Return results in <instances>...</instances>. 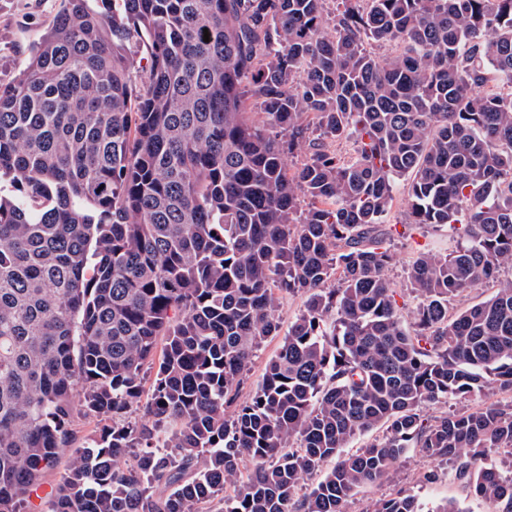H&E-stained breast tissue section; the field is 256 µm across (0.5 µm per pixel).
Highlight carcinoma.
I'll return each mask as SVG.
<instances>
[{
    "instance_id": "carcinoma-1",
    "label": "carcinoma",
    "mask_w": 512,
    "mask_h": 512,
    "mask_svg": "<svg viewBox=\"0 0 512 512\" xmlns=\"http://www.w3.org/2000/svg\"><path fill=\"white\" fill-rule=\"evenodd\" d=\"M328 2L60 0L0 86V512H293L333 458L302 507L344 512L410 448L512 512V477L486 462L512 449V402L421 415L512 392V93L486 90L512 85V0ZM400 181L407 223L459 239L409 268V329L387 278ZM154 362L142 422L128 412ZM90 416L112 425L39 497ZM373 512L422 508L398 491ZM494 289L495 288H489L484 285L468 289L450 302V311L456 312L464 310L475 304L483 302L493 294ZM306 297L300 294L290 295L280 300L278 314L283 326V331L288 328V322L305 308ZM282 336L265 338L253 356L249 371L243 384L240 386V399L248 397L257 388L262 380L266 363L273 358L279 348ZM509 401L507 393L502 392H486L484 395L476 399L466 398L448 402L447 406L443 405H428L423 409V417L427 419H434L444 413L452 412L455 410H476L483 405H489L491 403L506 404Z\"/></svg>"
}]
</instances>
